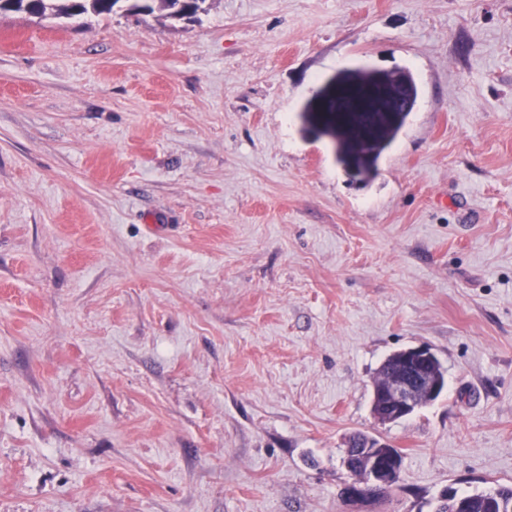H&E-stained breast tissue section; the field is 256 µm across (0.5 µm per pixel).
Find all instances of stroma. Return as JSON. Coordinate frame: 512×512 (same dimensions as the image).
Listing matches in <instances>:
<instances>
[{
  "instance_id": "stroma-1",
  "label": "stroma",
  "mask_w": 512,
  "mask_h": 512,
  "mask_svg": "<svg viewBox=\"0 0 512 512\" xmlns=\"http://www.w3.org/2000/svg\"><path fill=\"white\" fill-rule=\"evenodd\" d=\"M418 99L376 177L301 109ZM447 387L371 415L384 359ZM402 453L342 495L346 439ZM512 486V0L0 13V512H435Z\"/></svg>"
}]
</instances>
